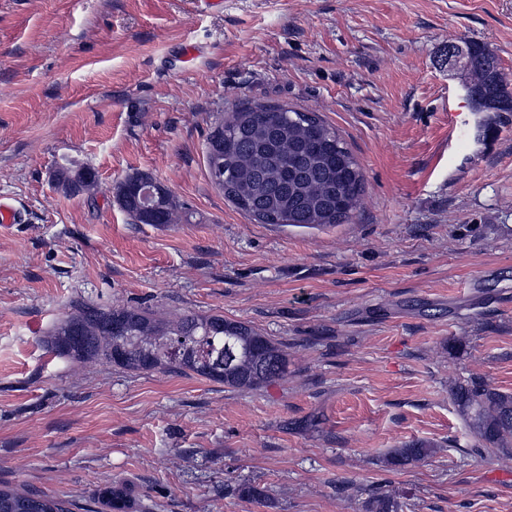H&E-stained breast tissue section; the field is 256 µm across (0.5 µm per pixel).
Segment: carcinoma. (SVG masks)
Here are the masks:
<instances>
[{
    "instance_id": "obj_1",
    "label": "carcinoma",
    "mask_w": 512,
    "mask_h": 512,
    "mask_svg": "<svg viewBox=\"0 0 512 512\" xmlns=\"http://www.w3.org/2000/svg\"><path fill=\"white\" fill-rule=\"evenodd\" d=\"M472 80L465 86L471 111L512 112V79L497 57L474 43L460 51ZM206 165L212 183L236 209L261 224L327 227L348 222L365 188L362 168L335 128L317 113L279 104H253L216 119ZM97 179L90 167L61 165L56 184L81 192ZM116 196L135 224L172 223V200L145 216L141 201L123 182ZM59 358L99 359L133 371L194 374L228 387L258 390L283 377L288 358L281 345L251 325L221 314H183L161 319L141 306L103 308L75 301L72 312L49 331ZM452 401L477 446L512 450V394L484 381L457 385ZM434 446L410 442L390 463L430 456ZM365 512H399L391 496L377 494ZM0 512H70L52 496L0 488Z\"/></svg>"
}]
</instances>
